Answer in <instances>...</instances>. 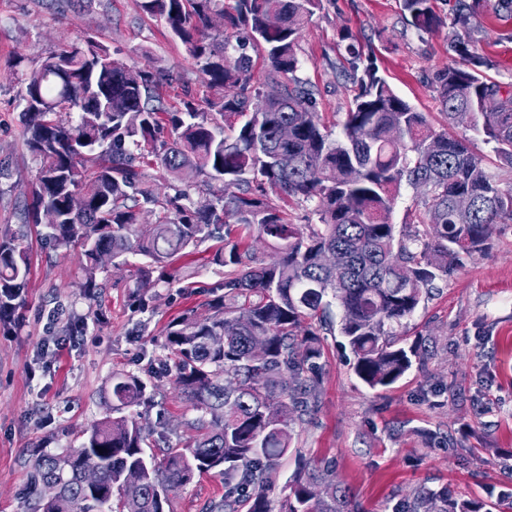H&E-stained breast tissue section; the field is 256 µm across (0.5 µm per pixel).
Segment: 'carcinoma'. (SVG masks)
<instances>
[{
	"mask_svg": "<svg viewBox=\"0 0 512 512\" xmlns=\"http://www.w3.org/2000/svg\"><path fill=\"white\" fill-rule=\"evenodd\" d=\"M321 2L235 0L230 12L224 0H139L195 60L202 95L184 90L173 109L160 94L176 89L166 69L136 68L92 36L12 60L23 142L37 163L21 190L22 223L46 224L58 245L81 244L85 299L98 298L102 254L114 266L142 257L132 295L145 310L147 290L176 280L174 258L194 254L226 224L257 228L277 252L264 263L243 240L225 241L211 258L226 271L210 316L187 312L167 326L174 385L196 412L185 422L192 445L166 449L159 466L149 462L143 426L122 414L143 403L147 385L115 376V416L95 423L81 447L31 462L28 512H168L171 494L209 472L224 478V499L209 512H272L267 487L291 448L293 424L317 398L323 349L307 321L339 327L355 375L371 389L388 387L421 355L422 346L402 341L425 287L481 251L494 225L512 221V188L500 187L466 140L435 130L399 98L371 49L346 46L336 70L359 93L341 135L327 130L316 92L297 76L298 42ZM403 11L419 31L442 23L432 0H403ZM452 25L448 53L460 62L431 77L442 114L450 125L482 118L487 141L512 169V89L471 52L466 0ZM251 44L268 60V96L252 72ZM283 125L294 131L287 141ZM284 153L294 160L288 168L279 164ZM404 184L420 192L424 211L399 227L390 215ZM288 196L314 204L318 223H291L278 203ZM147 216L154 223L143 224ZM22 239L0 234V322L13 315L29 274ZM87 468L98 472L94 489L82 484ZM48 482L60 486L52 502L41 496ZM317 486L327 492L315 500ZM286 490L283 512H353L329 466L303 465ZM394 512L490 510L424 488Z\"/></svg>",
	"mask_w": 512,
	"mask_h": 512,
	"instance_id": "cac0c4a2",
	"label": "carcinoma"
}]
</instances>
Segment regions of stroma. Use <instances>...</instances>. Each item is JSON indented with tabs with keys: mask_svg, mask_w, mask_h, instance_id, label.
I'll return each instance as SVG.
<instances>
[{
	"mask_svg": "<svg viewBox=\"0 0 512 512\" xmlns=\"http://www.w3.org/2000/svg\"><path fill=\"white\" fill-rule=\"evenodd\" d=\"M469 3L473 52L486 60L489 76L512 83V17L500 12L499 0ZM402 15L401 0H322L302 32L298 74L319 91L323 122L340 132L356 93L333 67L347 33L372 47L381 75L401 98L428 113L435 129L465 137L501 187L512 186V174L500 170L474 121L449 125L435 99L429 77L451 62L452 27L422 33ZM86 32L129 64H160L180 74L189 90L199 89L188 46L162 20L144 14L137 0L89 7L83 0L66 7L56 0H0V160L11 170L0 178V231L23 229L29 259L24 299L9 328L0 330V512H27L30 460L43 451L81 447L92 425L110 415L106 393L113 375L140 377L154 389L152 400L136 409L148 436L147 455L159 462L164 449L187 446L184 423L193 413L163 368L165 332L185 312L208 317L224 280L223 268L209 261L217 244L208 240L180 281L150 289L146 312L131 306L129 266L109 268L106 288L91 303L78 289L81 247L53 246L45 225L20 226V189L32 182L37 166L20 140L21 86L7 79L8 63L16 51L40 54ZM57 303L85 319V332L64 349H45L46 314ZM406 338L422 342L423 360L375 392L356 378L344 338L322 334L318 403L294 426V445L268 494L272 506L311 461L333 465L337 485L359 512H392L423 487L512 512V222L496 225L484 251L435 281L409 320ZM223 495L219 476L198 475L172 494L170 512H204Z\"/></svg>",
	"mask_w": 512,
	"mask_h": 512,
	"instance_id": "obj_1",
	"label": "stroma"
}]
</instances>
